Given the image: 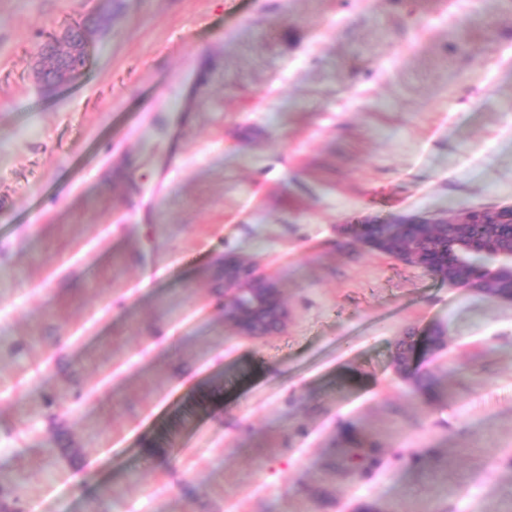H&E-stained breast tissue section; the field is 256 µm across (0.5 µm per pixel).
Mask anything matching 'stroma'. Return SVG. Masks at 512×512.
I'll return each instance as SVG.
<instances>
[{"label":"stroma","mask_w":512,"mask_h":512,"mask_svg":"<svg viewBox=\"0 0 512 512\" xmlns=\"http://www.w3.org/2000/svg\"><path fill=\"white\" fill-rule=\"evenodd\" d=\"M507 205L512 0H0V500L512 512V303L352 231ZM228 255L283 332L235 333ZM437 329L430 405L392 355ZM85 54V42L79 35L68 34L45 45L39 54L37 83L48 87L67 81L77 71L76 61ZM277 303L275 331L288 323V310L282 305L273 276L260 265L232 266L224 259V315L240 336L257 338L268 333L254 328L266 319V308Z\"/></svg>","instance_id":"35a3bbf8"}]
</instances>
